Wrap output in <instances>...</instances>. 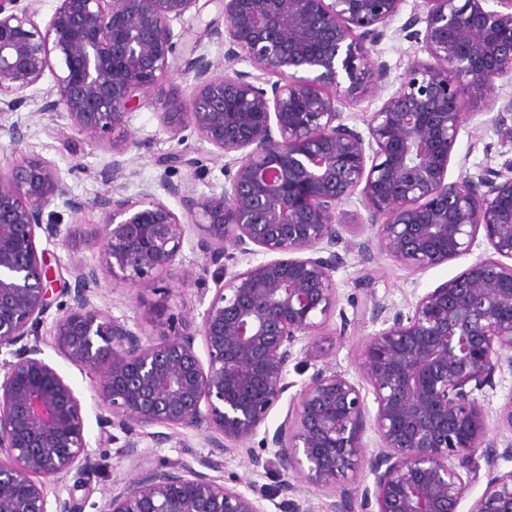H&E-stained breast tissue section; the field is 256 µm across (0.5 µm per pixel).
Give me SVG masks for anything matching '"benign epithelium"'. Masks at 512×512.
Masks as SVG:
<instances>
[{"instance_id":"obj_1","label":"benign epithelium","mask_w":512,"mask_h":512,"mask_svg":"<svg viewBox=\"0 0 512 512\" xmlns=\"http://www.w3.org/2000/svg\"><path fill=\"white\" fill-rule=\"evenodd\" d=\"M21 2L0 0V111L19 107L50 70L43 111L65 113L85 143L122 155L130 112L180 70L193 93L165 101L167 132L190 128L226 158L219 192L186 193L167 168L135 198L106 191L92 257L75 264L71 304L54 321L56 349L93 375L109 412L101 429L114 441L112 430L123 433L128 455L144 435L169 441L152 427L201 431L209 445L192 462L141 468L99 512H267L255 483H226L223 457L243 450L259 466L253 440L283 404L261 446L284 474L330 491L323 512H348L358 492L376 512H458L479 480L476 451L491 469L498 457L478 394L512 371V165L455 182L448 167L470 112L494 113L512 143V95L496 86L512 75V0H420L401 31L422 38L428 59L369 114L365 135L344 109L387 78L375 47L405 0H223L222 68L178 52L172 22L197 0H58L43 26ZM241 60L253 71L235 69ZM356 195L375 228L358 243L366 255L424 271L472 254L480 237L490 254L406 313L374 304L381 329L364 342L361 382L321 368L287 401L296 346L336 314L348 231L336 208ZM56 201L79 208L53 163L0 167V351L12 357L0 364V512H78L58 484L95 468L81 402L37 345L53 289L36 230L76 247L71 232L43 222ZM192 226L196 248L224 270L200 318L153 340L92 304L103 269L131 292L164 278L191 283L182 252ZM361 469L373 485L336 491ZM469 512H512V471L490 478Z\"/></svg>"}]
</instances>
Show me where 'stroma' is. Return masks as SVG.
<instances>
[{"instance_id":"35a3bbf8","label":"stroma","mask_w":512,"mask_h":512,"mask_svg":"<svg viewBox=\"0 0 512 512\" xmlns=\"http://www.w3.org/2000/svg\"><path fill=\"white\" fill-rule=\"evenodd\" d=\"M415 4L416 0H405L400 14L390 22L385 37L376 48L379 61L389 68L386 83L347 110L350 125L358 130H365L369 113L379 109L399 87L411 63L427 57L421 41L405 37L400 31ZM223 25L220 0H199L195 8L174 22L173 29L181 37L183 54H203L220 62L224 59L225 46L216 39L214 31ZM192 85L191 77L172 72L162 86L150 94L148 101L130 114L127 129L132 145L116 158L105 148L83 143L63 113L43 111V100L53 87L52 74H45L29 90L24 105L0 115L1 124L18 125L23 132L22 141L16 144L8 137L0 138V164L5 166L21 158L42 159L55 164L72 196L82 202L83 207L75 212L58 203L50 205L45 210L48 221L83 238L93 233L100 222L96 202L110 186L113 160H120L123 165L125 176L121 191L128 197L136 196L143 184L153 182L161 173V163L165 160L172 163V181L181 185L184 191L195 194L221 191L224 186L223 158L214 154L212 146L200 140L192 130H185L181 139H171L161 120L164 97L174 93L182 99H190ZM190 158L202 159V168L187 166L186 161ZM508 162L512 163V145L501 142L496 135L491 113L479 112L466 119L459 133L448 179L454 182L463 171L474 173L487 164L498 168ZM337 217L342 223L360 225L361 231L356 235V243L349 245L345 253L344 266L334 274L339 316L327 321L311 339L309 348L296 352L289 364L288 379L298 384L328 364L346 372L350 378H357L363 342L366 336L379 329L370 318L373 303L379 301L395 309H406L409 302L456 276L468 265L467 259L462 258L415 272L379 254L363 255L357 243L373 234L368 210L355 197L338 207ZM196 242V231H189L183 260L195 272L191 283L181 286L163 281L137 296L113 287L111 277L103 271L99 274L100 286L91 298L92 303L113 316L138 324L155 339L168 333L171 319L199 316L204 310L201 291L215 288L222 270L204 262ZM35 244L56 275V289L46 315L47 321L51 322L57 317L60 305L69 301L67 290L75 285V263L78 258L89 257L90 252L85 249L81 254H73L43 230L37 231ZM41 349L43 359L80 399L89 450L99 463L94 474L81 480L70 475L59 485L62 495L74 497L80 512H99L104 494L129 482L140 467L190 461L206 455L203 433L178 429L158 448L153 447L150 438H143L139 456H127L122 441L107 440L101 432V410L91 390L90 375L56 350L51 333H44ZM224 474L255 481L269 497L268 512H322V504L327 499L326 490L306 487L295 502H288L278 493L284 476L274 465L250 472L246 457L235 451L224 456Z\"/></svg>"}]
</instances>
